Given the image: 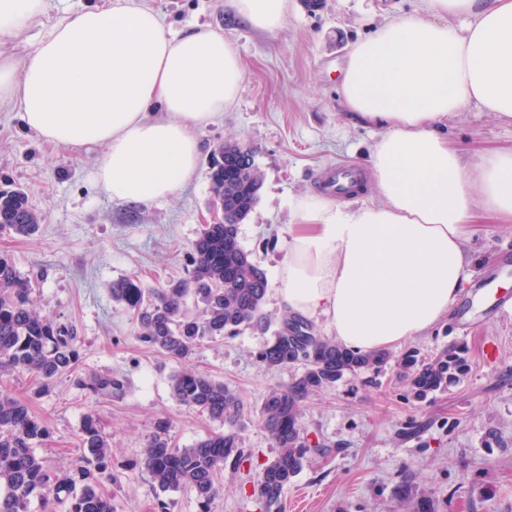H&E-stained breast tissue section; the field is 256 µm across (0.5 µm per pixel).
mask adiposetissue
<instances>
[{"label": "adipose tissue", "instance_id": "adipose-tissue-1", "mask_svg": "<svg viewBox=\"0 0 512 512\" xmlns=\"http://www.w3.org/2000/svg\"><path fill=\"white\" fill-rule=\"evenodd\" d=\"M351 49L348 111L382 127L368 178L378 201L305 192L277 271L282 307L357 354L402 346L453 313L471 280L478 213L512 222V150L467 163L441 134L478 106L512 123V0H423ZM254 30L282 29L288 0H227ZM45 0H0V37ZM233 41L201 27L175 37L147 0H111L57 22L21 60L0 59V107L59 149L103 147L96 179L117 202L172 197L197 172V133L237 100Z\"/></svg>", "mask_w": 512, "mask_h": 512}]
</instances>
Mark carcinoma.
<instances>
[{
    "label": "carcinoma",
    "instance_id": "cac0c4a2",
    "mask_svg": "<svg viewBox=\"0 0 512 512\" xmlns=\"http://www.w3.org/2000/svg\"><path fill=\"white\" fill-rule=\"evenodd\" d=\"M210 192L223 220L205 224L189 253L188 275L160 288H146L137 277L112 284V300L131 312L137 336L148 347L184 361L206 340L235 336L245 329L267 331L262 312L268 289L266 272L240 244L239 224L258 198L262 176L254 153L235 142L221 143L209 171ZM41 218L20 189H0V232L31 237ZM32 279L0 255V373L27 372L50 387L70 371L79 357L76 330L42 316L33 305ZM467 349L454 346L439 359L424 362L402 358L401 377L417 399L455 385L467 370ZM269 368L301 364L303 371L288 385L272 390L257 409L264 429L277 448L257 482L263 512H280L281 495L302 471L317 445L301 423V404L309 395L335 387L348 374L377 370L387 354L359 355L312 334L299 317L286 318L258 353ZM124 383L95 374L90 390L110 397ZM173 398L224 427L190 448L170 444L167 429L149 441L141 466L161 493L158 512H174L170 493H194L198 512H210L223 492L224 468L235 472L246 458L242 448L244 404L220 381L183 368L171 378ZM50 432L28 407L0 392V512H30L40 497L45 512H114L112 494L102 479L112 478V454L98 421L87 417L81 432L83 453L68 467L51 470L33 448Z\"/></svg>",
    "mask_w": 512,
    "mask_h": 512
}]
</instances>
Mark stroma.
Instances as JSON below:
<instances>
[{"instance_id":"35a3bbf8","label":"stroma","mask_w":512,"mask_h":512,"mask_svg":"<svg viewBox=\"0 0 512 512\" xmlns=\"http://www.w3.org/2000/svg\"><path fill=\"white\" fill-rule=\"evenodd\" d=\"M109 0H47L45 11L17 36L0 39V56L21 58L59 20ZM173 32L206 25L237 46L244 77L236 104L198 133L194 179L169 199L119 203L96 183L100 149L66 151L23 127L0 108V188L23 189L42 216L31 237L0 233V254L36 278L42 315L74 325L81 338L73 372L38 391L28 373L0 375V391L23 400L50 431L35 452L57 467L77 459L87 415L112 445L115 512H155L156 490L140 459L158 425L172 443L188 448L220 431V423L180 405L171 375L178 362L141 344L131 314L112 300L114 281L136 276L160 287L186 276L188 253L202 225L220 220L211 198L213 150L234 140L255 153L262 174L258 200L239 226V241L265 270L263 311L272 326L283 315L276 269L292 222L291 200L319 191L329 166L368 168L379 127L348 112L339 93L340 70L352 45L383 15L412 14L419 0H321L308 10L288 0L283 29L259 33L234 18L226 0H149ZM445 134L469 162L512 149V124L477 107L448 119ZM468 248L475 274L458 301L460 311L430 334L391 350L376 371L346 375L302 404L310 454L285 488L282 512H512V223L479 217ZM265 333L245 330L207 341L187 365L223 381L244 400L247 471L225 473L211 512H261L253 494L276 448L255 410L297 370L266 369L257 352ZM462 345L469 369L443 391L417 399L399 377L397 361L410 352L432 361ZM109 374L123 391L100 398L85 387ZM409 498H402L401 486Z\"/></svg>"}]
</instances>
